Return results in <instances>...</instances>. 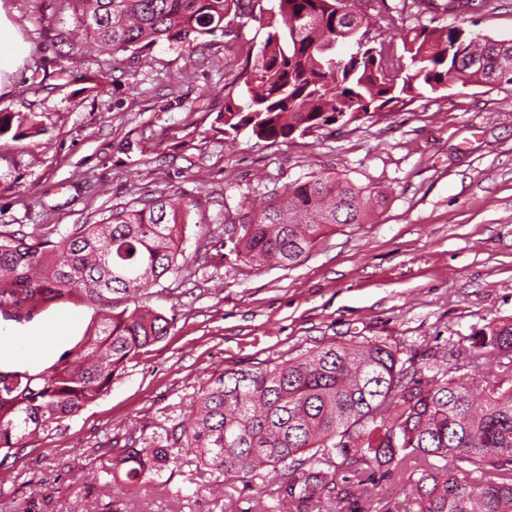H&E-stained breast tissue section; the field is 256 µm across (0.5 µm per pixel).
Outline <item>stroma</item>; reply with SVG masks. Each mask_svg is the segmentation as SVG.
<instances>
[{
	"instance_id": "1",
	"label": "stroma",
	"mask_w": 512,
	"mask_h": 512,
	"mask_svg": "<svg viewBox=\"0 0 512 512\" xmlns=\"http://www.w3.org/2000/svg\"><path fill=\"white\" fill-rule=\"evenodd\" d=\"M387 39L455 23L512 40V0H386ZM277 0L223 35L146 54L80 50L67 0H0V228L60 237L113 208L160 193L194 200L188 258L151 290L170 331L127 363L111 388L57 429L0 464V512H269L237 478L181 460L128 488L108 472L128 439L153 447L185 416L212 373L264 366L331 342L379 339L400 358L475 361L477 380L499 370L471 337L512 318V85H455L387 115L271 144L224 130V97L255 60ZM69 57L60 78L51 62ZM383 190L370 223L327 230L291 268L254 266L224 248L242 205L311 171ZM100 308L77 297L32 315H0V332L37 354L0 351V370L42 369L78 349ZM410 492L395 475L366 484L370 512H395Z\"/></svg>"
}]
</instances>
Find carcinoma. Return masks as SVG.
Wrapping results in <instances>:
<instances>
[{
    "mask_svg": "<svg viewBox=\"0 0 512 512\" xmlns=\"http://www.w3.org/2000/svg\"><path fill=\"white\" fill-rule=\"evenodd\" d=\"M75 29L115 51L160 40L192 48L250 15L243 0H70ZM385 0H278L279 19L243 69L240 93L224 100V130L251 129L275 143L324 126H347L407 107L450 85H512V41L454 23L401 37L386 75ZM384 200L371 184L311 172L267 205L249 207L229 252L290 267L334 224H360ZM195 204L160 195L116 207L65 237L0 230V306L30 315L66 297L101 307L76 352L44 370L0 371V452L32 440L108 391L140 350L168 334L169 320L139 303L176 273ZM133 301L114 313L110 296ZM475 355H512V319L472 336ZM170 442L127 448L114 470L146 483L194 455L248 482L284 468L276 489L288 512H366L356 491L375 475L410 481L403 512H512V359L491 380L467 382L442 365H414L380 340L326 344L265 367L226 368L199 389Z\"/></svg>",
    "mask_w": 512,
    "mask_h": 512,
    "instance_id": "cac0c4a2",
    "label": "carcinoma"
}]
</instances>
